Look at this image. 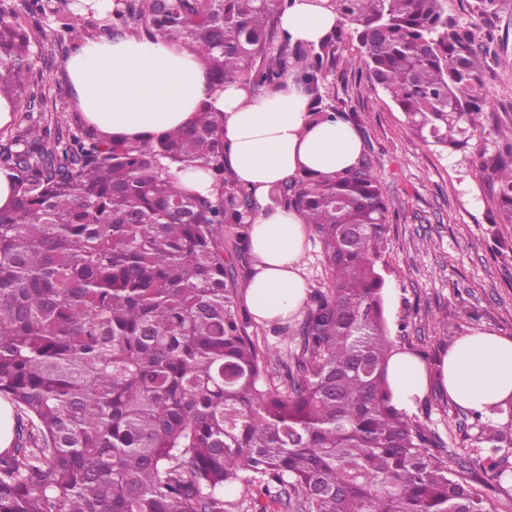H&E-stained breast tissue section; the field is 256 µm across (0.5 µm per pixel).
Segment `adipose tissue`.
<instances>
[{
	"instance_id": "adipose-tissue-1",
	"label": "adipose tissue",
	"mask_w": 512,
	"mask_h": 512,
	"mask_svg": "<svg viewBox=\"0 0 512 512\" xmlns=\"http://www.w3.org/2000/svg\"><path fill=\"white\" fill-rule=\"evenodd\" d=\"M336 15L314 0H294L280 28L295 40L320 42ZM69 89L86 123L102 137L135 141L191 122L209 104L224 113V161L235 180L265 200L271 187L307 169L334 175L357 165L359 132L341 119L311 120L309 97L294 80L260 97L238 82L215 89L188 47L133 36L76 41L64 61ZM309 226L299 212L259 209L250 232L252 271L245 303L257 322L284 320L307 300L301 260ZM391 402L415 411L432 385L457 405L484 415L512 398V337L476 329L441 362L394 348L387 363Z\"/></svg>"
}]
</instances>
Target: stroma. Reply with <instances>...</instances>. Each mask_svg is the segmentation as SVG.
<instances>
[{"label":"stroma","instance_id":"35a3bbf8","mask_svg":"<svg viewBox=\"0 0 512 512\" xmlns=\"http://www.w3.org/2000/svg\"><path fill=\"white\" fill-rule=\"evenodd\" d=\"M472 6L473 0H448V13L463 24L493 30L495 49L512 56V0L481 20ZM71 46L56 24L41 20L34 31L31 79L46 94L49 109L18 114L0 130V144L29 125L85 128L63 68ZM484 79L489 93L481 108L479 143L491 153L500 132H512V71L493 65ZM333 87L345 101L350 124L369 145L367 157L397 214L378 263L385 281V319L396 345L430 363L476 328L512 336V225L492 221L474 148L448 154L410 135L403 114L370 89L364 73L336 74ZM297 324L294 318L254 321L248 333L260 348L286 356L297 347ZM414 417L441 439V460L460 461L480 473L474 490L492 498L500 512H512V479L495 481L484 469L490 455L512 464V447L493 449L476 442L478 430L464 409L436 386L419 402Z\"/></svg>","mask_w":512,"mask_h":512}]
</instances>
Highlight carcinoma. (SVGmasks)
I'll return each mask as SVG.
<instances>
[{
    "label": "carcinoma",
    "mask_w": 512,
    "mask_h": 512,
    "mask_svg": "<svg viewBox=\"0 0 512 512\" xmlns=\"http://www.w3.org/2000/svg\"><path fill=\"white\" fill-rule=\"evenodd\" d=\"M51 2L0 0V87L20 112L49 111L24 85L29 20L48 12L72 39L187 46L219 89L262 96L293 74L315 120L345 118L330 79L364 69L411 135L452 151L478 131L488 56L512 68L448 0H326L337 25L317 44L279 35L286 0H115L84 24ZM187 168L214 193L179 187ZM2 170L15 198L0 209V400L17 424L0 450V512H234L242 485L260 512H497L391 403L377 263L394 211L368 161L268 193L314 226L326 273L286 361L260 352L235 311L220 231L247 249L259 203L224 176V113L136 142L27 127L0 145ZM477 170L512 224V141L479 151ZM496 414L507 422L473 414L477 440L512 446V402Z\"/></svg>",
    "instance_id": "1"
}]
</instances>
